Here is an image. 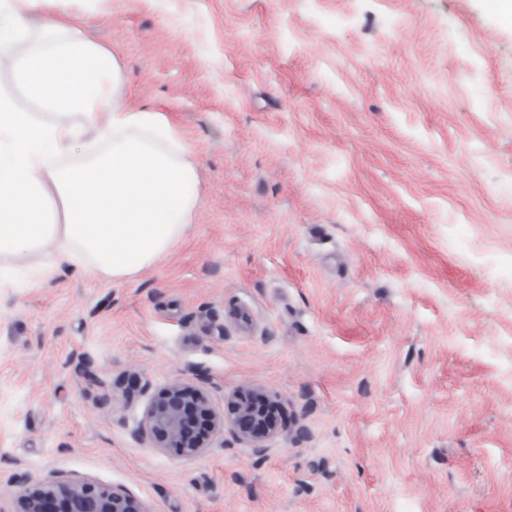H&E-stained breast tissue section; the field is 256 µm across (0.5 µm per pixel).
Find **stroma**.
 I'll return each instance as SVG.
<instances>
[{
	"label": "stroma",
	"mask_w": 512,
	"mask_h": 512,
	"mask_svg": "<svg viewBox=\"0 0 512 512\" xmlns=\"http://www.w3.org/2000/svg\"><path fill=\"white\" fill-rule=\"evenodd\" d=\"M198 162L190 234L0 288V506L50 474L153 512H512V22L483 0H68ZM178 380L287 413L185 459Z\"/></svg>",
	"instance_id": "stroma-1"
}]
</instances>
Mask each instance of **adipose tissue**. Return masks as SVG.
I'll use <instances>...</instances> for the list:
<instances>
[{
    "mask_svg": "<svg viewBox=\"0 0 512 512\" xmlns=\"http://www.w3.org/2000/svg\"><path fill=\"white\" fill-rule=\"evenodd\" d=\"M61 2L0 0V56L43 108L0 94V287L64 266L131 280L193 228L196 160L163 113L121 99L116 57Z\"/></svg>",
    "mask_w": 512,
    "mask_h": 512,
    "instance_id": "1",
    "label": "adipose tissue"
}]
</instances>
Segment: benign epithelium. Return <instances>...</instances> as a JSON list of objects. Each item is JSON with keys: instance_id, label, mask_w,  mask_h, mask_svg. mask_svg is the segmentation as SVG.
Returning a JSON list of instances; mask_svg holds the SVG:
<instances>
[{"instance_id": "1", "label": "benign epithelium", "mask_w": 512, "mask_h": 512, "mask_svg": "<svg viewBox=\"0 0 512 512\" xmlns=\"http://www.w3.org/2000/svg\"><path fill=\"white\" fill-rule=\"evenodd\" d=\"M281 407L258 390L242 389L225 399L224 413L211 407L207 392L189 382H173L150 398L137 436L152 447L182 458L198 456L228 429L262 450L286 426ZM11 512H152L129 489L50 475L26 486Z\"/></svg>"}]
</instances>
